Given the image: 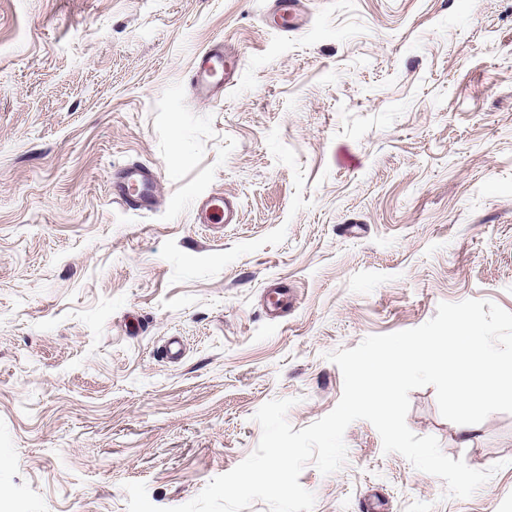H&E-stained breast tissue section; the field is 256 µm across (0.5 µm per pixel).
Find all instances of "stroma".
Masks as SVG:
<instances>
[{
  "mask_svg": "<svg viewBox=\"0 0 512 512\" xmlns=\"http://www.w3.org/2000/svg\"><path fill=\"white\" fill-rule=\"evenodd\" d=\"M267 5L0 0V512H128V482L185 504L267 401L296 430L336 407L328 353L443 302L512 312V0H308L295 31ZM217 41L240 78L194 101ZM131 165L155 210L113 201ZM215 193L237 223H197ZM409 400L489 480L448 496L358 420L338 471L300 474L313 512H512V414L465 442L434 387Z\"/></svg>",
  "mask_w": 512,
  "mask_h": 512,
  "instance_id": "stroma-1",
  "label": "stroma"
}]
</instances>
